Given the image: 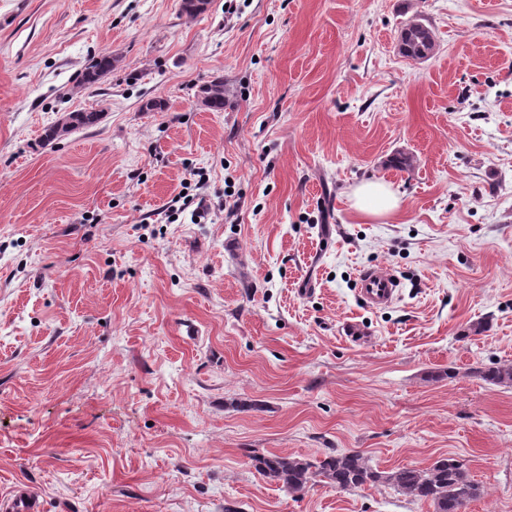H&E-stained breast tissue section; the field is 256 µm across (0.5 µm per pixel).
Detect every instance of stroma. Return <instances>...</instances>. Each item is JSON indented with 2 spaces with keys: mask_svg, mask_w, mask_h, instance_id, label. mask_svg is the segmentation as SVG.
<instances>
[{
  "mask_svg": "<svg viewBox=\"0 0 512 512\" xmlns=\"http://www.w3.org/2000/svg\"><path fill=\"white\" fill-rule=\"evenodd\" d=\"M224 2L0 0V495L433 512L384 484L291 494L250 459L355 450L460 460L465 512H512V386L477 375L512 362V0ZM416 19L422 61L399 51ZM217 77L220 112L197 99ZM370 179L396 214L351 208ZM374 265L400 280L384 309L358 295ZM404 30H407L405 38L406 49L400 50L405 57L420 60L421 55L432 54L435 42L433 34L428 26L423 23L416 25L409 24L405 29H403V31ZM115 60L110 54H100L92 57L80 72L79 82L85 86L97 84L105 75L112 72ZM101 118L100 111H84L69 113L61 122H57L45 132L44 141L47 144L57 141L63 136L69 135L72 131L93 125Z\"/></svg>",
  "mask_w": 512,
  "mask_h": 512,
  "instance_id": "obj_1",
  "label": "stroma"
}]
</instances>
